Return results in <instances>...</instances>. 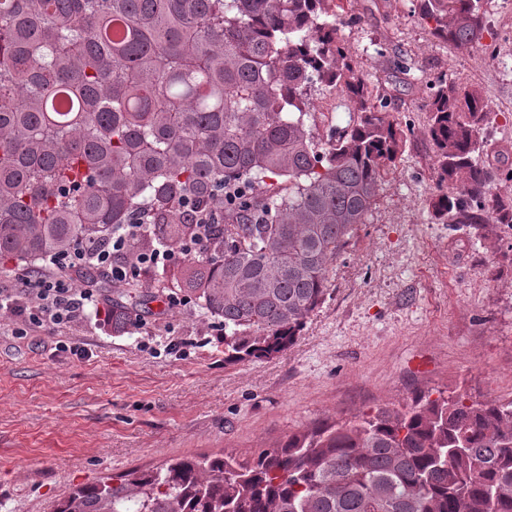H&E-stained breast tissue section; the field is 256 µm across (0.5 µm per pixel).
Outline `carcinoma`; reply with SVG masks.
<instances>
[{
    "label": "carcinoma",
    "instance_id": "1",
    "mask_svg": "<svg viewBox=\"0 0 512 512\" xmlns=\"http://www.w3.org/2000/svg\"><path fill=\"white\" fill-rule=\"evenodd\" d=\"M434 34L480 42L482 0H419ZM330 0H0V257L37 273L141 218L112 331L181 294L224 329V364L284 353L366 223L403 131L341 45ZM320 82L356 117L316 141ZM430 133L448 224L512 225L481 159L489 105L440 76ZM208 219L204 249L183 252ZM100 268H74L81 286ZM153 290L138 297L130 289ZM54 512H512V400L418 396L323 423L251 460L176 459L76 488Z\"/></svg>",
    "mask_w": 512,
    "mask_h": 512
}]
</instances>
